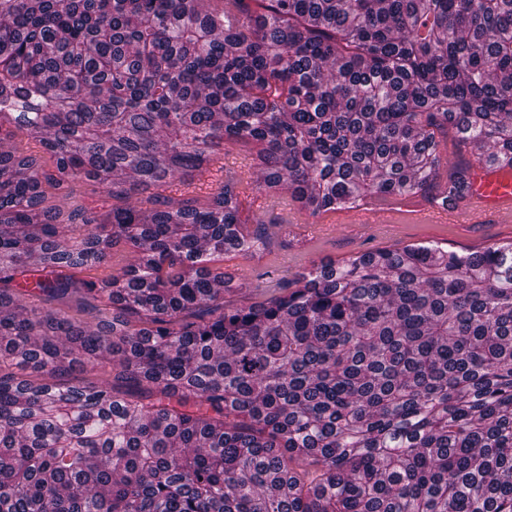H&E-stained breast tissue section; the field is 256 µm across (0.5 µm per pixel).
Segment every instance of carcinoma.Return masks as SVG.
<instances>
[{
    "label": "carcinoma",
    "mask_w": 512,
    "mask_h": 512,
    "mask_svg": "<svg viewBox=\"0 0 512 512\" xmlns=\"http://www.w3.org/2000/svg\"><path fill=\"white\" fill-rule=\"evenodd\" d=\"M224 4L0 0V130L56 159L0 150V512H512V241L354 255L229 305L208 263L260 256L268 225L231 181L163 194L226 139L312 216L431 193L450 124L512 167V0ZM82 178L121 204L64 238L42 183ZM118 242L122 274L75 276ZM103 300L93 327L65 311ZM105 350L113 381H61ZM0 149L8 150L17 156L35 157L40 166L47 170L52 171L55 167V158L44 151L38 141L31 139L24 131L15 128L3 129L0 132Z\"/></svg>",
    "instance_id": "carcinoma-1"
}]
</instances>
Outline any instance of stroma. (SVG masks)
Segmentation results:
<instances>
[{"instance_id":"obj_1","label":"stroma","mask_w":512,"mask_h":512,"mask_svg":"<svg viewBox=\"0 0 512 512\" xmlns=\"http://www.w3.org/2000/svg\"><path fill=\"white\" fill-rule=\"evenodd\" d=\"M441 163L434 175L435 186H444L454 167L460 163L475 164L484 158L481 144L462 140L455 128L438 130ZM256 146L247 141H225L217 154L214 182L247 176L251 155ZM246 213L266 223L288 228L294 241L283 245L280 236H273L261 258L239 252H228L211 262L215 272L225 273L237 288V301L263 302L279 296L284 281H291L313 266L343 258L382 250H395L410 244L437 242L445 250L463 251L479 244L512 240L510 224H420L401 214V199L376 197L368 209L376 215L370 224H340L336 214L327 211L309 215L291 200L288 192L271 196L254 193L242 197Z\"/></svg>"}]
</instances>
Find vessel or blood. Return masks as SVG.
<instances>
[{
	"instance_id": "vessel-or-blood-1",
	"label": "vessel or blood",
	"mask_w": 512,
	"mask_h": 512,
	"mask_svg": "<svg viewBox=\"0 0 512 512\" xmlns=\"http://www.w3.org/2000/svg\"><path fill=\"white\" fill-rule=\"evenodd\" d=\"M421 223H500L512 220V168L477 164L471 173V187L462 199L450 205L432 203L411 213Z\"/></svg>"
}]
</instances>
